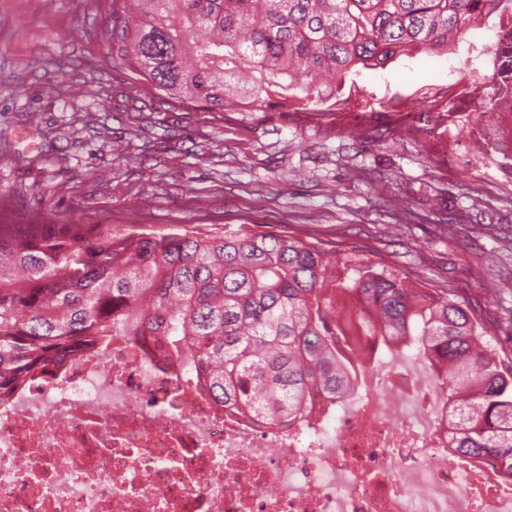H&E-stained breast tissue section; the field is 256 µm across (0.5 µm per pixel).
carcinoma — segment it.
<instances>
[{
  "label": "carcinoma",
  "mask_w": 512,
  "mask_h": 512,
  "mask_svg": "<svg viewBox=\"0 0 512 512\" xmlns=\"http://www.w3.org/2000/svg\"><path fill=\"white\" fill-rule=\"evenodd\" d=\"M112 46L160 94L222 112L293 99L336 107L316 79L345 80L414 50L441 53L500 17L512 73V0H132ZM468 108L512 104V82L448 93ZM189 358L210 397L268 426L307 423L313 391L347 395L397 347L448 391L449 447L512 482V358L485 341L451 289L385 267L333 261L316 245L240 225L220 232L97 233L80 224L0 230V401L48 379L117 328ZM372 338L359 356L354 337Z\"/></svg>",
  "instance_id": "obj_1"
}]
</instances>
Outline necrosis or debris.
I'll return each instance as SVG.
<instances>
[{"mask_svg":"<svg viewBox=\"0 0 512 512\" xmlns=\"http://www.w3.org/2000/svg\"><path fill=\"white\" fill-rule=\"evenodd\" d=\"M307 417L259 427L121 331L0 404V512H512V483L449 448L431 376L393 365Z\"/></svg>","mask_w":512,"mask_h":512,"instance_id":"1","label":"necrosis or debris"}]
</instances>
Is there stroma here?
Masks as SVG:
<instances>
[{
  "label": "stroma",
  "instance_id": "1",
  "mask_svg": "<svg viewBox=\"0 0 512 512\" xmlns=\"http://www.w3.org/2000/svg\"><path fill=\"white\" fill-rule=\"evenodd\" d=\"M123 0H0V225L82 224L116 234L293 235L339 259L451 288L512 357V175L462 137L478 165L449 161L436 101L492 78L473 56L452 75L418 52L338 87L339 111L205 112L160 95L105 37ZM416 112L405 135L393 95ZM418 220L405 218V210ZM464 221L442 232L437 220Z\"/></svg>",
  "mask_w": 512,
  "mask_h": 512
}]
</instances>
